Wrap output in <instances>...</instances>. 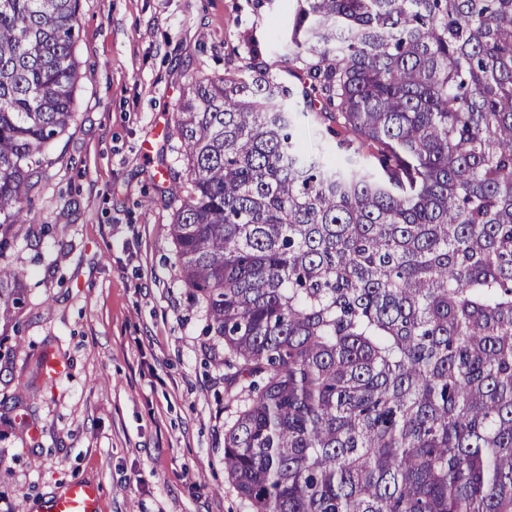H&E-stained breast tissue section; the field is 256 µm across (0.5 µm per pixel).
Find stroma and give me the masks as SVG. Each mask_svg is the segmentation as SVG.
I'll list each match as a JSON object with an SVG mask.
<instances>
[{"label":"stroma","mask_w":512,"mask_h":512,"mask_svg":"<svg viewBox=\"0 0 512 512\" xmlns=\"http://www.w3.org/2000/svg\"><path fill=\"white\" fill-rule=\"evenodd\" d=\"M290 0H81L78 118L51 148L37 223L11 231L27 305L0 324V512H40L74 478L101 512H252L224 471L238 388L223 343L179 281L183 171L173 114L192 78L245 66L255 32L275 61ZM160 153L141 144L153 126ZM50 353L65 361L41 374Z\"/></svg>","instance_id":"1"}]
</instances>
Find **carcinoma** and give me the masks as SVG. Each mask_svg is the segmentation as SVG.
Returning a JSON list of instances; mask_svg holds the SVG:
<instances>
[{"label": "carcinoma", "instance_id": "1", "mask_svg": "<svg viewBox=\"0 0 512 512\" xmlns=\"http://www.w3.org/2000/svg\"><path fill=\"white\" fill-rule=\"evenodd\" d=\"M296 2L295 81L248 33L175 118L179 277L247 382L224 470L253 512H512V0ZM78 10L0 0V318ZM327 124H323L320 128L313 125H305V143L308 150L311 152H317L324 149L336 148V138L327 134Z\"/></svg>", "mask_w": 512, "mask_h": 512}]
</instances>
